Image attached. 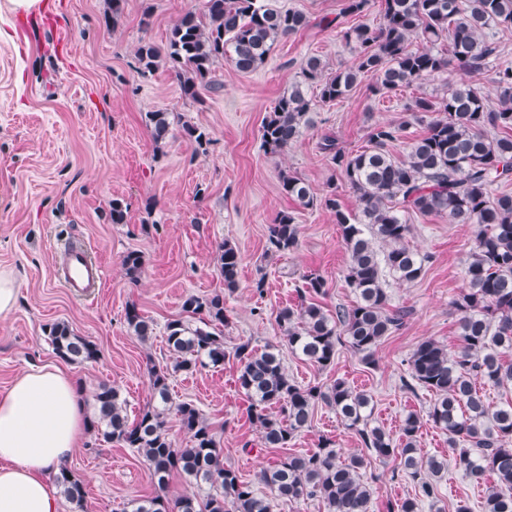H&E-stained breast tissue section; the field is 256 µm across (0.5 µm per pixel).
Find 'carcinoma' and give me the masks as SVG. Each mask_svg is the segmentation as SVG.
<instances>
[{
    "mask_svg": "<svg viewBox=\"0 0 512 512\" xmlns=\"http://www.w3.org/2000/svg\"><path fill=\"white\" fill-rule=\"evenodd\" d=\"M379 23H336L337 35L354 56L350 67L327 73L317 57L301 68V80L282 95L262 124V147L278 155L297 141L321 104L348 96L364 76L376 80L380 94L393 93L416 81L434 78L452 68L480 72L493 69L498 99L491 108L480 91L466 83L433 99L416 98L409 106L423 131L409 139L410 122L373 126L367 145L352 154L325 137L320 149L329 156L355 194L357 213L346 212L328 191L323 205L332 211L349 252L346 280L356 300L331 316L316 303L326 294L317 273L302 276L300 303L277 315L285 344L234 347L237 383L251 401L249 417L259 426L264 444L288 448L311 424L314 407L322 402L353 431L369 457L341 456L326 438L306 454H288L261 472L270 494L260 495L224 465L211 425L191 401L173 403L172 374L224 364V294L191 295L182 303L185 319L166 324L165 341L171 365L152 366L149 385L153 402L129 419L126 400L104 383L93 395L90 428L105 443L134 448L144 458L159 490L180 474L204 484L202 498L181 496L171 501L159 493L132 502L131 512H274L275 501L318 499L325 512H371V493L362 470L373 461L393 462L415 484V495L388 502L387 512H419L423 501L437 499V481L448 472V460L423 456L416 447L420 417L410 413L399 440L370 424L372 397L343 380L328 386L297 384L285 372L284 350L300 353L318 370L331 368L338 346L347 343L366 364L383 337L397 330L407 315L390 305L385 274L413 282L423 273L426 258L406 244L410 225L393 206L422 215L441 216L450 224L476 227L469 255L466 286L453 301L458 317L460 346L451 355L438 341H420L409 357L410 377L430 392L428 412L435 427L448 435L456 464L471 478L494 477L486 488L482 512H512V402H488L474 381L512 388V193L495 189L512 184V62L490 30L512 28V0H378ZM309 24L296 10H275L266 0H204L201 10H187L172 26L166 48L142 43L137 50L143 71L167 65L179 79L182 93L198 98V88L212 87L215 63L225 58L240 72L261 65L274 45ZM420 46L411 47L413 40ZM153 140L166 144L172 113H146ZM406 141L403 155L393 148ZM281 191L308 207L314 195L305 179L283 171ZM299 227L290 213H280L270 225L265 254L297 249ZM224 289L238 286L242 256L230 243L216 250ZM126 274L135 277L143 255L132 250L122 258ZM198 324H192V321ZM128 329L141 340L152 334V324L136 306L126 308ZM49 339L58 357L68 362H94L99 350L75 335L65 322L49 326ZM174 411L190 435L184 448L175 446L166 426ZM63 497L74 508L83 506L82 482L63 466L54 477Z\"/></svg>",
    "mask_w": 512,
    "mask_h": 512,
    "instance_id": "cac0c4a2",
    "label": "carcinoma"
}]
</instances>
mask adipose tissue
I'll list each match as a JSON object with an SVG mask.
<instances>
[{
	"label": "adipose tissue",
	"instance_id": "adipose-tissue-1",
	"mask_svg": "<svg viewBox=\"0 0 512 512\" xmlns=\"http://www.w3.org/2000/svg\"><path fill=\"white\" fill-rule=\"evenodd\" d=\"M86 420L71 374L30 368L0 393V512H58L49 480L77 448Z\"/></svg>",
	"mask_w": 512,
	"mask_h": 512
}]
</instances>
